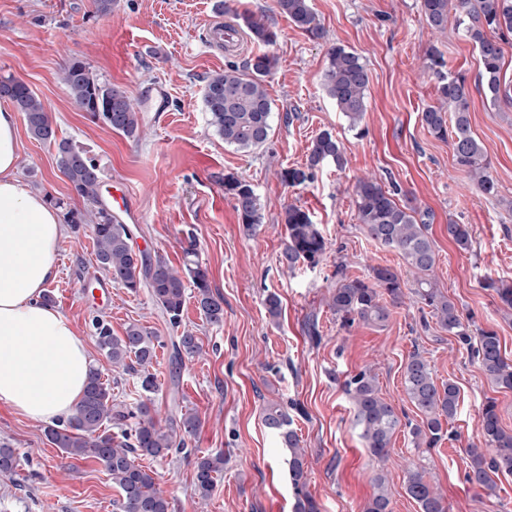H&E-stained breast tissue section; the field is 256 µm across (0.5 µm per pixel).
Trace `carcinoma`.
<instances>
[{"label": "carcinoma", "mask_w": 512, "mask_h": 512, "mask_svg": "<svg viewBox=\"0 0 512 512\" xmlns=\"http://www.w3.org/2000/svg\"><path fill=\"white\" fill-rule=\"evenodd\" d=\"M275 4L295 27L313 39L322 38L310 0H275ZM451 8L455 9L458 24L463 26L465 36L478 52V83L472 86L462 75L446 74L443 54L438 48L430 47L426 68L438 79L439 105L425 109L421 120L435 138L451 143L457 168L471 178L483 195L495 198L498 185L490 173L484 147L471 130L469 109L473 87L493 104L512 98L503 82L501 47V43L512 37V0H421L423 19L433 30H445ZM235 19L255 43L270 46L276 42L277 32L255 14L237 13ZM277 65L275 55L259 51L243 66L230 65L207 77L203 101L208 124L224 143L251 149L261 147L268 140L273 107L265 78ZM61 78L75 105L92 119L126 137L139 135L140 115L126 91L101 82L79 59L66 63ZM368 84L366 65L357 53L342 45L329 51L323 88L347 117L353 131L359 130L366 111ZM0 98L10 101L22 114L34 138L55 144L58 170L72 191L87 204L83 211L66 210L64 219L76 229L84 225L90 229L99 269L128 291L147 289L175 328L181 326L188 279L195 287L197 303L206 321L214 325L223 323L224 300L213 294L208 269L196 259L195 249L190 247L185 251L188 260L183 272L159 257L135 251L132 241L138 228L120 221L103 203L99 167L70 140L56 138L44 102L24 81L14 77L0 79ZM329 162L343 167L344 148L332 132L323 131L313 139L306 165L284 168L280 178L291 187L300 186L312 181L315 170ZM355 193L358 223L371 239L402 257L414 275V287L406 289L401 275L389 266H374L368 276L360 278L349 276L344 265H338L336 287L329 297V308L336 317L344 324L358 321L383 326L390 317V307L402 303L408 291L428 307L430 317L441 331L467 347L492 384L512 390V363L502 353L497 332L487 329L477 337L471 336L462 311L437 285L435 245L428 235L430 213L399 204L393 192L371 177L359 179ZM224 195L235 202L243 231L253 232L261 223V215L252 185L227 174ZM281 223L285 227L282 263L290 269L299 263L318 265L327 252V241L310 214L292 204L283 210ZM448 239L460 251L471 248L472 237L466 224H448ZM485 287L496 293L505 309L512 310V284L489 280ZM91 332L113 370L140 372L142 398L133 406L112 402L111 388L103 382L100 370L93 367L76 412L48 427L46 435L69 456L93 458L105 468L120 491L118 512H172L171 501L156 473L139 461L165 458L173 453L190 458L185 437L193 435L199 418L179 409L174 397L169 415L157 418L152 398L157 383L150 368L156 360V347L165 346L159 337L138 323L128 325L124 335L114 336L110 324L100 317L92 319ZM200 351L197 337L189 330L170 337L172 379L178 378L177 369L183 358L193 357ZM403 384L410 402L420 413L417 423H401L396 408L380 395L373 366H364L345 381V391L353 405V424L370 454L379 462L388 455V445L398 427H409L411 442L424 454L444 439L449 421L457 414L459 388L452 381L437 382L427 358L417 347L404 365ZM263 420L291 451L289 473L297 490L294 512H317L313 498L305 491L307 463L299 437L291 428L292 418L271 404L264 410ZM479 434L481 445L470 444L465 448L468 458L465 477L475 489L489 495L494 490L495 476L512 474V433L500 425L494 399L487 400L482 408ZM193 466L195 489L204 503L224 470V453L197 456L193 458ZM372 482L374 493L364 512H391L385 476L377 472ZM405 490L418 505L419 512H447L444 496L428 477L425 466L413 464L406 469Z\"/></svg>", "instance_id": "cac0c4a2"}]
</instances>
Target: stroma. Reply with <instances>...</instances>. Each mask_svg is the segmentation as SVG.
Listing matches in <instances>:
<instances>
[{
    "label": "stroma",
    "instance_id": "obj_1",
    "mask_svg": "<svg viewBox=\"0 0 512 512\" xmlns=\"http://www.w3.org/2000/svg\"><path fill=\"white\" fill-rule=\"evenodd\" d=\"M215 0H117L111 14L99 15L92 0H0V78L16 77L50 109L57 137L86 151L102 171V199L123 222L138 225L134 250L182 268L195 247L209 272L210 287L224 300V321L213 325L187 290L183 323L202 347L184 359L178 386L172 365L159 351L152 371L160 415L172 400L201 421L188 445L197 455L220 450L224 471L206 512H293L289 451L264 426L267 404H298L293 427L309 465L307 492L318 512H363L376 471H384L392 512H419L404 487L409 462L419 459L407 428L391 438L384 465L364 447L352 424V403L344 381L373 365L380 394L409 419L414 406L403 385V366L413 349L424 351L434 375L459 388V407L448 436L424 465L440 488L448 512H512V475L496 477L494 496H477L465 480L468 444L478 442L481 408L496 399L501 422L512 429V391L496 388L470 354L438 328L423 329L422 314L405 298L392 307L386 326L361 322L341 326L328 306L333 272L367 276L388 265L406 272L394 251L381 247L357 221L355 184L376 178L383 188L398 186L396 200L431 215L435 276L472 329H493L512 361V312L504 310L486 279L512 282V103L491 105L474 93L471 129L482 142L499 195H482L453 162L449 142L431 135L422 110L437 105V81L423 72L429 47H437L449 73L476 80L477 50L449 19L445 31L431 32L420 0H310L324 36L314 40L280 14L275 0H228L219 13ZM249 10L277 30L271 53L277 69L265 86L274 118L269 140L257 149L224 143L208 124L203 102L206 78L240 65L258 49L241 37L233 50L213 39V22L232 23L234 10ZM335 45L356 52L365 63L369 86L361 132L327 96L322 76ZM84 61L105 83L125 90L140 111L144 134L132 140L91 120L74 105L60 79L71 59ZM324 130L341 141L347 163H327L311 182L291 187L281 169L304 165L312 140ZM17 176L45 195L83 209L84 202L59 172L53 145L20 130ZM254 188L263 216L256 233L245 236L225 174ZM308 211L330 242L317 266L287 269L279 262L286 205ZM469 225L472 246L462 252L449 241V223ZM57 276L48 289L52 305L68 316L85 342L93 366L111 383L117 402L140 395L133 373H113L90 332L93 317L107 320L113 335L139 323L160 339L174 333L147 290L131 292L113 284L97 266L89 231L66 230L56 251ZM282 301L279 321L265 309L268 293ZM317 315L322 336L313 344L305 327ZM33 422L0 403V446L14 448L18 465L0 473V512H117L119 492L94 459L70 458ZM168 489L174 512H197L193 466L179 457L151 461Z\"/></svg>",
    "mask_w": 512,
    "mask_h": 512
}]
</instances>
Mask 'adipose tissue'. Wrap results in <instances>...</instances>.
Listing matches in <instances>:
<instances>
[{
    "instance_id": "obj_1",
    "label": "adipose tissue",
    "mask_w": 512,
    "mask_h": 512,
    "mask_svg": "<svg viewBox=\"0 0 512 512\" xmlns=\"http://www.w3.org/2000/svg\"><path fill=\"white\" fill-rule=\"evenodd\" d=\"M19 160L16 114L0 106V402L55 423L79 405L91 359L73 321L43 299L64 226L19 182Z\"/></svg>"
}]
</instances>
